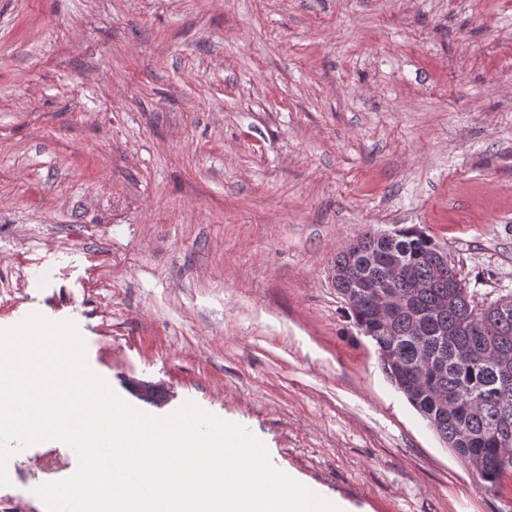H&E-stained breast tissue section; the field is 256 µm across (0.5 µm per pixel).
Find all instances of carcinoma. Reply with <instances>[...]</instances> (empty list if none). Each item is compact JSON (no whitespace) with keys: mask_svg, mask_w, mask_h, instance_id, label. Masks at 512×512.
Listing matches in <instances>:
<instances>
[{"mask_svg":"<svg viewBox=\"0 0 512 512\" xmlns=\"http://www.w3.org/2000/svg\"><path fill=\"white\" fill-rule=\"evenodd\" d=\"M336 255V291L370 334L390 382L490 489L512 476V308L475 303L452 260L425 231H368ZM408 272L394 276L392 263ZM393 299L389 319L374 308Z\"/></svg>","mask_w":512,"mask_h":512,"instance_id":"obj_1","label":"carcinoma"}]
</instances>
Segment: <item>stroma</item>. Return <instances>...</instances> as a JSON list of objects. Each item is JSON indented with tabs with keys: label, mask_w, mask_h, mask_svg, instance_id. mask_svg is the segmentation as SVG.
Masks as SVG:
<instances>
[{
	"label": "stroma",
	"mask_w": 512,
	"mask_h": 512,
	"mask_svg": "<svg viewBox=\"0 0 512 512\" xmlns=\"http://www.w3.org/2000/svg\"><path fill=\"white\" fill-rule=\"evenodd\" d=\"M411 225L512 292V0H0V329L73 321L129 403L242 425L344 512H512L332 282ZM76 468L18 452L0 512Z\"/></svg>",
	"instance_id": "1"
}]
</instances>
